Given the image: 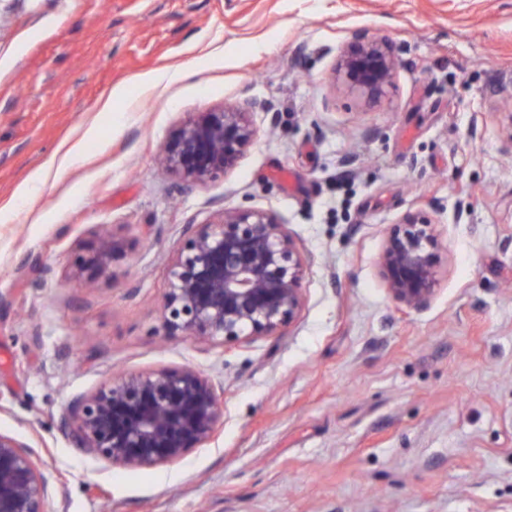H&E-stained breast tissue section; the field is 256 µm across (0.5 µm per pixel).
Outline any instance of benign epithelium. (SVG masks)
I'll return each mask as SVG.
<instances>
[{
	"instance_id": "1",
	"label": "benign epithelium",
	"mask_w": 512,
	"mask_h": 512,
	"mask_svg": "<svg viewBox=\"0 0 512 512\" xmlns=\"http://www.w3.org/2000/svg\"><path fill=\"white\" fill-rule=\"evenodd\" d=\"M399 59L392 44L356 31L342 50L337 79L360 98L387 94ZM251 102L243 100L186 122L162 161L205 184L230 171L252 144ZM113 252L104 236L90 259L101 273ZM440 246L433 222L408 212L393 225L380 254L386 289L422 310L438 283ZM315 257L301 249L278 217L259 209L218 210L186 233L168 266L161 318L168 335L223 344L270 336L303 307L298 288ZM224 416L214 383L191 367L111 379L69 406L68 437L76 448L124 468H152L210 442ZM54 479L27 442L0 432V512H46Z\"/></svg>"
}]
</instances>
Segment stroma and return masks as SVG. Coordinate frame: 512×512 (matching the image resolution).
Masks as SVG:
<instances>
[{
    "instance_id": "1",
    "label": "stroma",
    "mask_w": 512,
    "mask_h": 512,
    "mask_svg": "<svg viewBox=\"0 0 512 512\" xmlns=\"http://www.w3.org/2000/svg\"><path fill=\"white\" fill-rule=\"evenodd\" d=\"M358 30L400 59L374 104L334 80ZM511 77L512 0H0V431L55 474L47 512H512ZM244 99L233 170L199 186L160 163ZM223 206L315 255L305 305L252 341L166 335L168 259ZM415 210L442 258L420 311L378 270ZM184 366L224 404L210 442L135 470L73 447L75 397Z\"/></svg>"
}]
</instances>
